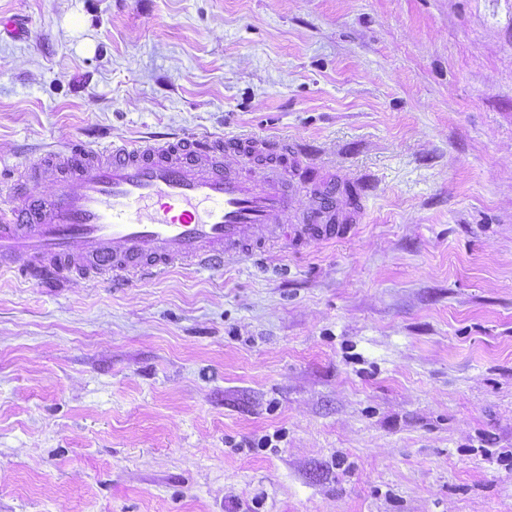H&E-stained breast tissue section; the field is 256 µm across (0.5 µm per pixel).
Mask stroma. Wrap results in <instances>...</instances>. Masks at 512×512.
<instances>
[{"instance_id":"stroma-1","label":"stroma","mask_w":512,"mask_h":512,"mask_svg":"<svg viewBox=\"0 0 512 512\" xmlns=\"http://www.w3.org/2000/svg\"><path fill=\"white\" fill-rule=\"evenodd\" d=\"M0 165L234 134L343 241L0 274V512H512V0H0Z\"/></svg>"}]
</instances>
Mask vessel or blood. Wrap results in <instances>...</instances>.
I'll list each match as a JSON object with an SVG mask.
<instances>
[{
	"instance_id": "obj_1",
	"label": "vessel or blood",
	"mask_w": 512,
	"mask_h": 512,
	"mask_svg": "<svg viewBox=\"0 0 512 512\" xmlns=\"http://www.w3.org/2000/svg\"><path fill=\"white\" fill-rule=\"evenodd\" d=\"M303 156L286 140L184 133L100 148L77 140L0 167V272L122 288L177 264L219 268L229 251L348 238L365 215L358 180L321 175ZM293 172L320 194L299 224L284 221ZM36 176L54 181L53 195L28 196Z\"/></svg>"
}]
</instances>
